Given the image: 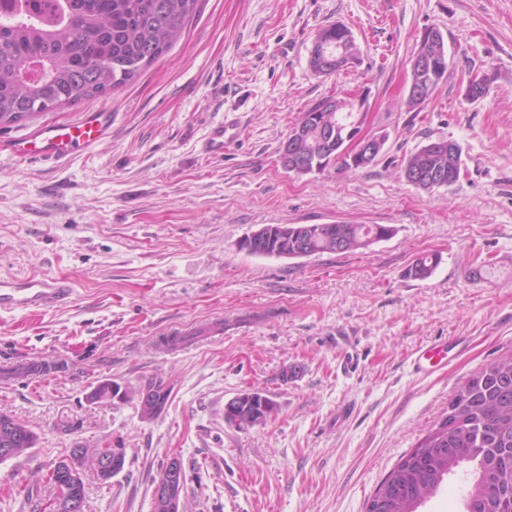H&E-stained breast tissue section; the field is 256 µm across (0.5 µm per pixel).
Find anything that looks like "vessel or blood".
I'll use <instances>...</instances> for the list:
<instances>
[{"instance_id":"b4317fda","label":"vessel or blood","mask_w":512,"mask_h":512,"mask_svg":"<svg viewBox=\"0 0 512 512\" xmlns=\"http://www.w3.org/2000/svg\"><path fill=\"white\" fill-rule=\"evenodd\" d=\"M111 124V112H88L76 121L43 126L10 148L24 159L66 157L104 139ZM72 292V282L64 276L0 277V312L53 309L67 302Z\"/></svg>"}]
</instances>
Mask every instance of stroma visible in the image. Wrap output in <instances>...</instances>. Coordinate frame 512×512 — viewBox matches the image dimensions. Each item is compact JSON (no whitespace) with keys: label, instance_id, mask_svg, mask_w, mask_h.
Here are the masks:
<instances>
[{"label":"stroma","instance_id":"1","mask_svg":"<svg viewBox=\"0 0 512 512\" xmlns=\"http://www.w3.org/2000/svg\"><path fill=\"white\" fill-rule=\"evenodd\" d=\"M339 22L353 63L315 76L317 32ZM448 72L408 102L409 61L427 28ZM488 75L479 100L470 77ZM367 95L365 129L384 137L368 167L295 175L280 146L328 96ZM110 136L63 159L0 153V277L74 280L70 303L0 314V410L38 441L0 463V512H45L47 478L70 449L121 448L109 481L82 470L84 512H152L160 471L178 458L185 512H366L400 458L441 423L470 375L512 354V0H199L174 47L123 88L0 125V140L100 109ZM234 127L223 153L213 129ZM462 148L453 185L400 176L429 141ZM386 224L350 253L257 256L267 224ZM423 254L430 277L406 271ZM182 332L178 344L157 337ZM462 341L443 369L413 367L431 344ZM360 355L356 371L340 366ZM45 360L26 379L3 368ZM169 388L146 420L138 392ZM112 381L123 399L93 402ZM245 389L278 414L247 430L224 419ZM35 487L26 496V487Z\"/></svg>","mask_w":512,"mask_h":512}]
</instances>
